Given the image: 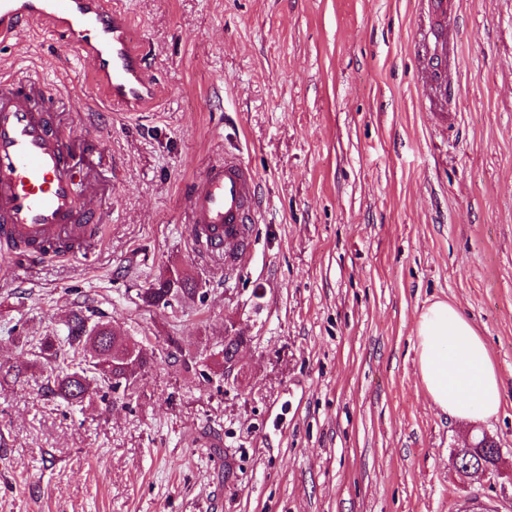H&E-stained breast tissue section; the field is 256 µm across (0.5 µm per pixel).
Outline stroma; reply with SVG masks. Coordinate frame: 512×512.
Listing matches in <instances>:
<instances>
[{
    "label": "stroma",
    "mask_w": 512,
    "mask_h": 512,
    "mask_svg": "<svg viewBox=\"0 0 512 512\" xmlns=\"http://www.w3.org/2000/svg\"><path fill=\"white\" fill-rule=\"evenodd\" d=\"M157 103L93 106L83 61L35 25L0 45V76L93 108L99 148L73 141L108 213L90 260L0 262V512H512V0H454L447 128L413 51L418 0H120ZM257 182L252 248L235 270L194 253L182 194L209 158ZM201 300L141 297L169 267ZM447 301L502 377L472 426L431 401L415 322ZM208 357L211 380L158 361L135 394L78 408L46 387L26 336L70 310ZM237 323L242 388L220 348ZM502 450L490 484L451 464L474 429Z\"/></svg>",
    "instance_id": "1"
}]
</instances>
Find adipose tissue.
I'll list each match as a JSON object with an SVG mask.
<instances>
[{
  "label": "adipose tissue",
  "mask_w": 512,
  "mask_h": 512,
  "mask_svg": "<svg viewBox=\"0 0 512 512\" xmlns=\"http://www.w3.org/2000/svg\"><path fill=\"white\" fill-rule=\"evenodd\" d=\"M419 373L432 402L460 419L495 416L501 380L473 321L456 306L435 301L416 321Z\"/></svg>",
  "instance_id": "1"
}]
</instances>
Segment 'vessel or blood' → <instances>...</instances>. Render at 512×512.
I'll return each mask as SVG.
<instances>
[{
	"mask_svg": "<svg viewBox=\"0 0 512 512\" xmlns=\"http://www.w3.org/2000/svg\"><path fill=\"white\" fill-rule=\"evenodd\" d=\"M432 23L424 36L437 95L448 93V0H426ZM45 26L59 52L90 61L99 98L127 112L142 111L157 96L145 54L134 43L129 15L112 0H0V39L24 24ZM195 252L223 257L235 268L251 246L258 212L253 174L234 157L210 162L184 191ZM103 210L87 194L72 162L68 135L53 97L36 79H0V258L20 269L46 261L47 248L68 239L89 248L99 236Z\"/></svg>",
	"mask_w": 512,
	"mask_h": 512,
	"instance_id": "obj_1",
	"label": "vessel or blood"
}]
</instances>
